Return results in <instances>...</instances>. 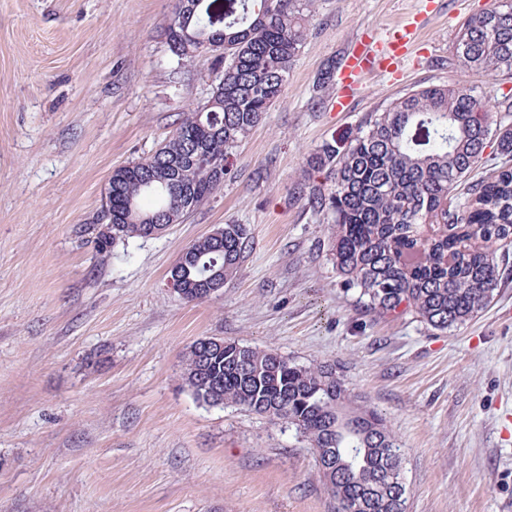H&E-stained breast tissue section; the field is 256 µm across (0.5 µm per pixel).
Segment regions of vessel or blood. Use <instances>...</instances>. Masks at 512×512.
I'll return each instance as SVG.
<instances>
[{"mask_svg":"<svg viewBox=\"0 0 512 512\" xmlns=\"http://www.w3.org/2000/svg\"><path fill=\"white\" fill-rule=\"evenodd\" d=\"M415 36V29L405 26L393 33L385 47L356 43L347 53L340 69L339 89L334 101L336 110H347L353 92L364 73L371 71L378 64L387 68L397 65Z\"/></svg>","mask_w":512,"mask_h":512,"instance_id":"1","label":"vessel or blood"}]
</instances>
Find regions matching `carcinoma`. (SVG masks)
<instances>
[{"instance_id": "cac0c4a2", "label": "carcinoma", "mask_w": 512, "mask_h": 512, "mask_svg": "<svg viewBox=\"0 0 512 512\" xmlns=\"http://www.w3.org/2000/svg\"><path fill=\"white\" fill-rule=\"evenodd\" d=\"M314 0H176L164 35L177 64L215 54L209 100L186 113L149 157L114 169L110 220L85 225L101 259L130 238L215 197L232 176L238 144L280 99L307 36ZM448 63L474 76L512 77V0H493L459 29ZM336 60L320 71L324 91ZM498 165L473 175L490 143ZM306 171L326 182L296 184L328 226V254L341 286L374 319L410 315L455 329L490 303L512 253V124L475 90L430 85L370 112L355 131L310 152ZM180 255L187 302L209 298L206 279L236 274L247 248L241 224L220 227ZM196 340L183 379L197 400L235 404L281 420L307 438L337 512H405L402 454L376 410L351 399L332 364L301 365L234 340L208 354Z\"/></svg>"}]
</instances>
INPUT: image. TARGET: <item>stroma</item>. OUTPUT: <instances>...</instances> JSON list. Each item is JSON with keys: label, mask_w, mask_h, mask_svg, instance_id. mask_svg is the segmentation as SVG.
I'll list each match as a JSON object with an SVG mask.
<instances>
[{"label": "stroma", "mask_w": 512, "mask_h": 512, "mask_svg": "<svg viewBox=\"0 0 512 512\" xmlns=\"http://www.w3.org/2000/svg\"><path fill=\"white\" fill-rule=\"evenodd\" d=\"M491 2L316 0L233 178L103 260L81 230L110 173L208 100L212 57L177 65L173 0H0V512H336L295 428L186 386L183 357L206 336L335 365L400 445L406 512H512V272L457 330L371 320L340 286L326 225L291 194L311 151L410 91L472 86L503 112L512 79L448 64ZM407 20L417 40L400 74L370 73L343 112L316 99L326 60ZM224 224L247 228V256L210 299L185 302L168 272Z\"/></svg>", "instance_id": "stroma-1"}]
</instances>
